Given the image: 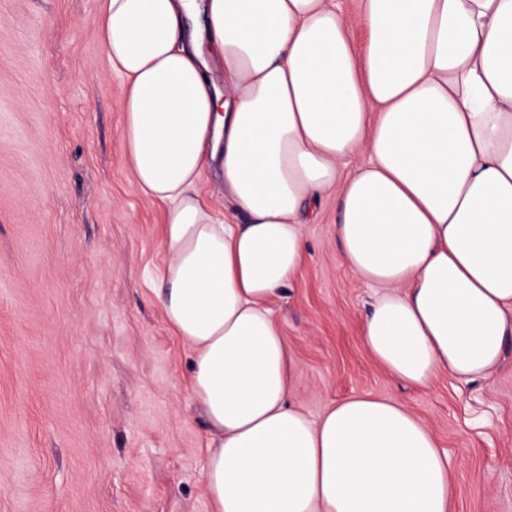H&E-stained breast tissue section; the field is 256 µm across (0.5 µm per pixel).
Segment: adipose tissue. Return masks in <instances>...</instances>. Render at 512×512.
I'll return each instance as SVG.
<instances>
[{
  "mask_svg": "<svg viewBox=\"0 0 512 512\" xmlns=\"http://www.w3.org/2000/svg\"><path fill=\"white\" fill-rule=\"evenodd\" d=\"M352 2L359 42L337 0H103L95 23L132 174L165 205L152 291L191 353L211 512H456L401 402L293 400L272 301L326 192L392 376L481 379L512 337V0ZM209 171L245 223L201 199Z\"/></svg>",
  "mask_w": 512,
  "mask_h": 512,
  "instance_id": "adipose-tissue-1",
  "label": "adipose tissue"
}]
</instances>
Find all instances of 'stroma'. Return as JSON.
I'll return each instance as SVG.
<instances>
[{"mask_svg":"<svg viewBox=\"0 0 512 512\" xmlns=\"http://www.w3.org/2000/svg\"><path fill=\"white\" fill-rule=\"evenodd\" d=\"M101 6L0 0V512H211L190 351L148 281L165 206L131 174ZM335 222L330 197L273 304L301 405L399 400L447 452L457 512H512V340L486 378L395 379L363 345L373 290Z\"/></svg>","mask_w":512,"mask_h":512,"instance_id":"obj_1","label":"stroma"}]
</instances>
